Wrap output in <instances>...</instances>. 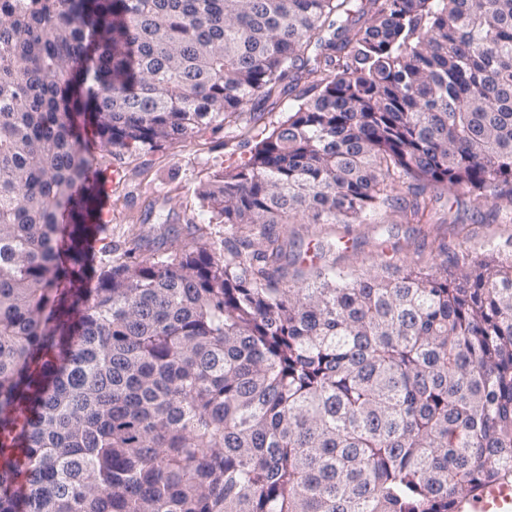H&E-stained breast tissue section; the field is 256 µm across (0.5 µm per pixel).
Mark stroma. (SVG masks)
Masks as SVG:
<instances>
[{
  "label": "stroma",
  "mask_w": 512,
  "mask_h": 512,
  "mask_svg": "<svg viewBox=\"0 0 512 512\" xmlns=\"http://www.w3.org/2000/svg\"><path fill=\"white\" fill-rule=\"evenodd\" d=\"M287 116L278 106L257 121L241 114L204 136L173 141L151 152L116 150L103 155L102 168L119 165L124 180L110 196L112 243L140 241L144 253L169 249L174 231L187 224H210L193 195L194 187L213 172L246 160ZM436 200L425 224L405 223L397 213L381 211L361 224H285L288 238L285 266L297 255L329 249L338 267L376 275L380 263L395 258L410 267L439 261L440 249L469 255H512V215L481 220L471 197L461 191L434 190ZM211 241L224 246V227L210 224Z\"/></svg>",
  "instance_id": "35a3bbf8"
}]
</instances>
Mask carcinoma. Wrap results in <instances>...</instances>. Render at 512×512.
<instances>
[{"mask_svg": "<svg viewBox=\"0 0 512 512\" xmlns=\"http://www.w3.org/2000/svg\"><path fill=\"white\" fill-rule=\"evenodd\" d=\"M286 97L194 189L224 253L209 224L89 253L84 135L151 151ZM445 187L512 208V0L0 8V512H454L511 473V257L282 264L279 224H420Z\"/></svg>", "mask_w": 512, "mask_h": 512, "instance_id": "obj_1", "label": "carcinoma"}]
</instances>
